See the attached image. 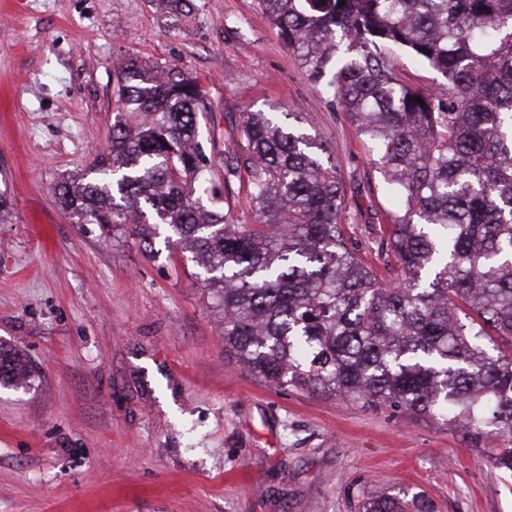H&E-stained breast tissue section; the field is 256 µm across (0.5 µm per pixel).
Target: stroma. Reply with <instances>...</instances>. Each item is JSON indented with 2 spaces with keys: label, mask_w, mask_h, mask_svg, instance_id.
I'll return each mask as SVG.
<instances>
[{
  "label": "stroma",
  "mask_w": 512,
  "mask_h": 512,
  "mask_svg": "<svg viewBox=\"0 0 512 512\" xmlns=\"http://www.w3.org/2000/svg\"><path fill=\"white\" fill-rule=\"evenodd\" d=\"M0 0V346L28 366L0 385V512H361L420 492L436 512H512V477L441 421L278 389L224 345L189 250L74 224L54 185L90 174L114 119L115 66H178L203 90L209 184L225 182L244 110L306 114L338 165L345 230L384 273L391 201L339 106L322 101L258 0Z\"/></svg>",
  "instance_id": "1"
}]
</instances>
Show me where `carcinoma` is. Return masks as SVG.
<instances>
[{
    "label": "carcinoma",
    "mask_w": 512,
    "mask_h": 512,
    "mask_svg": "<svg viewBox=\"0 0 512 512\" xmlns=\"http://www.w3.org/2000/svg\"><path fill=\"white\" fill-rule=\"evenodd\" d=\"M259 5L310 81L327 82L405 210L380 226L388 278L347 237L340 170L299 113H242L224 180L245 189L252 223L204 206L202 91L175 65L120 62L108 149L92 178L56 185L59 206L145 248L161 233L190 246L225 346L263 382L430 416L512 474V0ZM394 48L444 81L406 83ZM20 370L0 347V382ZM434 509L405 491L362 503Z\"/></svg>",
    "instance_id": "carcinoma-1"
}]
</instances>
